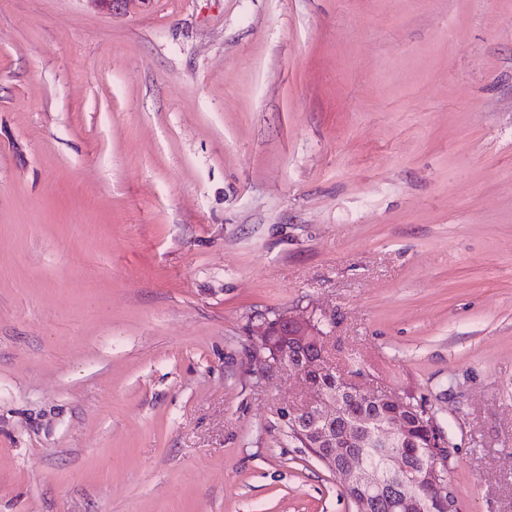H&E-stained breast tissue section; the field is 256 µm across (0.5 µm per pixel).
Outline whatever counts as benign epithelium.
Masks as SVG:
<instances>
[{
	"label": "benign epithelium",
	"mask_w": 512,
	"mask_h": 512,
	"mask_svg": "<svg viewBox=\"0 0 512 512\" xmlns=\"http://www.w3.org/2000/svg\"><path fill=\"white\" fill-rule=\"evenodd\" d=\"M101 7L115 13L124 12L135 5H145L150 0H95ZM259 350L269 348L267 366L287 370L300 377L307 390L308 399L288 412L297 420L305 414H316V423L307 430L305 441L315 450L333 444L331 429L350 401L364 406L372 405L385 411L386 416L370 425L353 419L354 429L348 438L355 439L368 433L372 441L393 449L391 480L382 481L360 456H351L341 465L336 464V453L319 457L340 481L344 491H353L352 500L357 512H373L381 503H392L420 512H455L451 488L446 483L448 452L437 451L417 471L405 467L401 458L411 445L410 424L406 410L409 400L396 392L369 389L361 383L341 376L336 377V393L328 394L318 384L316 377L325 372L328 364L326 335L319 328L313 313L295 310L278 313L263 320L256 328Z\"/></svg>",
	"instance_id": "obj_1"
}]
</instances>
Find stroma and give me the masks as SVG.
<instances>
[{
    "instance_id": "obj_1",
    "label": "stroma",
    "mask_w": 512,
    "mask_h": 512,
    "mask_svg": "<svg viewBox=\"0 0 512 512\" xmlns=\"http://www.w3.org/2000/svg\"><path fill=\"white\" fill-rule=\"evenodd\" d=\"M295 307L512 512V0H0V512H355Z\"/></svg>"
}]
</instances>
